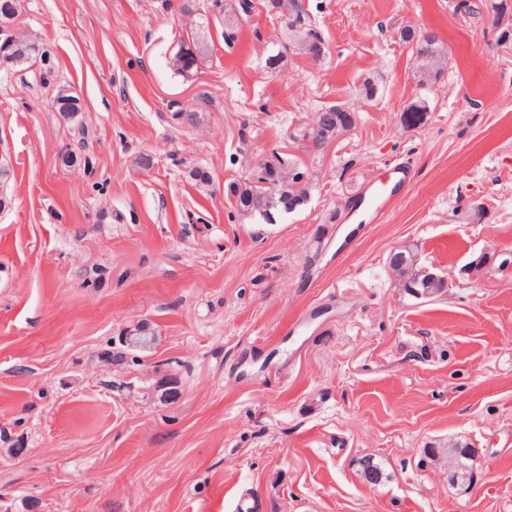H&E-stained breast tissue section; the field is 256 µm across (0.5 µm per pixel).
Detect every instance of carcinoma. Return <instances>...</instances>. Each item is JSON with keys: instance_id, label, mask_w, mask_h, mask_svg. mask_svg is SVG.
<instances>
[{"instance_id": "carcinoma-1", "label": "carcinoma", "mask_w": 512, "mask_h": 512, "mask_svg": "<svg viewBox=\"0 0 512 512\" xmlns=\"http://www.w3.org/2000/svg\"><path fill=\"white\" fill-rule=\"evenodd\" d=\"M301 15L304 30L302 32L303 39L298 42L300 50L313 56L320 58V50L318 44L322 42L319 32L315 29L310 21L309 14L303 8H298ZM222 37L224 44L229 46L238 38V17H222ZM401 39L412 45V51L415 60L421 62V65L431 70L432 76H437L438 72L434 71L435 58L439 56V47L437 40L428 37H416L415 33L409 29H404L400 33ZM182 48L177 54L175 68L177 73L183 76H190L197 71L199 65L205 60L208 53V45L204 39L194 36L187 40H181ZM38 57L36 48H27L25 46L8 52L9 64L12 66L30 64L35 65ZM322 125L319 132H303L302 138H311L314 142L319 143L323 140L332 138L336 131L345 126H353L356 123V115L353 112H346L338 105H331L321 109ZM283 169L285 162L278 161L270 165L266 164L259 167L253 178L241 184L231 182L226 188L227 195L235 199V205L238 212L254 216L263 221L265 224L277 223V213L287 214L295 211L298 207L304 205L307 201L306 189H294L286 180ZM277 185L279 193L278 204L273 206L268 203V189L266 184ZM391 270L395 274L403 276L405 279L417 282L418 292L412 294L414 298H420V294L427 291L430 297L434 298L441 295L448 288L447 281L439 277L433 282L427 284L424 280L417 279L421 267L418 264L417 252L412 246H405L398 250L390 262ZM136 335L142 337L139 350L148 352L152 349L156 339L155 332L148 323H139L135 327ZM470 449V443L465 441H456L446 448H437L432 454L431 459H443L445 461H461L459 471L455 474L456 482L465 483L471 481V473L467 469L466 455ZM361 473L364 479L373 484H380L386 478L381 464L374 461L373 458L367 457L360 459Z\"/></svg>"}]
</instances>
